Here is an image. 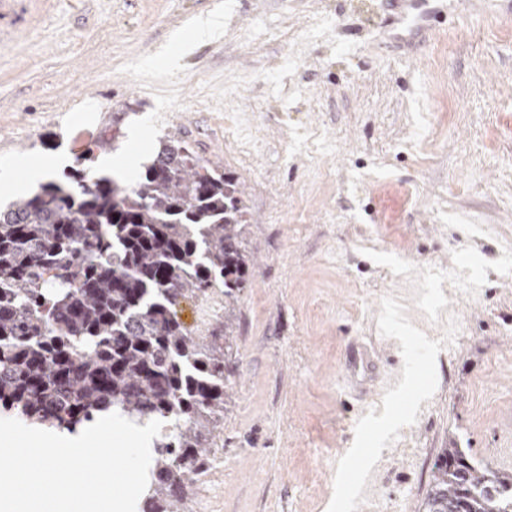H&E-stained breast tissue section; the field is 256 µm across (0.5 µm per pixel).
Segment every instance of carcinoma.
<instances>
[{
  "label": "carcinoma",
  "instance_id": "1",
  "mask_svg": "<svg viewBox=\"0 0 512 512\" xmlns=\"http://www.w3.org/2000/svg\"><path fill=\"white\" fill-rule=\"evenodd\" d=\"M109 144L0 210V410L68 430L103 412L169 422L144 512H181L208 460L204 432L230 399L225 349L251 265L246 205L179 137L124 186L94 169ZM216 290L224 321L197 337L178 308ZM424 512H512V473L474 466L451 441Z\"/></svg>",
  "mask_w": 512,
  "mask_h": 512
}]
</instances>
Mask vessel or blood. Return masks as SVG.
<instances>
[{"mask_svg":"<svg viewBox=\"0 0 512 512\" xmlns=\"http://www.w3.org/2000/svg\"><path fill=\"white\" fill-rule=\"evenodd\" d=\"M476 0H385L388 13L384 21L387 47L407 57L415 56L420 48L434 40L437 22L447 16L449 7L474 5Z\"/></svg>","mask_w":512,"mask_h":512,"instance_id":"vessel-or-blood-1","label":"vessel or blood"}]
</instances>
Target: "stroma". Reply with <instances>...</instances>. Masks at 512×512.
<instances>
[{"mask_svg": "<svg viewBox=\"0 0 512 512\" xmlns=\"http://www.w3.org/2000/svg\"><path fill=\"white\" fill-rule=\"evenodd\" d=\"M408 62L383 0H5L0 168L179 134L244 193L232 399L185 512H422L449 441L512 473V21ZM224 23L164 66L172 34ZM351 483L347 496L338 484ZM221 25L222 21L218 15L195 19L191 27V43H202L209 40Z\"/></svg>", "mask_w": 512, "mask_h": 512, "instance_id": "obj_1", "label": "stroma"}]
</instances>
